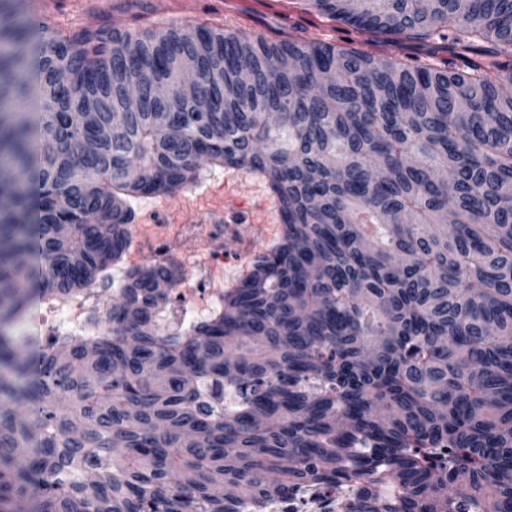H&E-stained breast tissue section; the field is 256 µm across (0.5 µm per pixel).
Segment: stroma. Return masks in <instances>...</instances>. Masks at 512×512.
Wrapping results in <instances>:
<instances>
[{"label": "stroma", "mask_w": 512, "mask_h": 512, "mask_svg": "<svg viewBox=\"0 0 512 512\" xmlns=\"http://www.w3.org/2000/svg\"><path fill=\"white\" fill-rule=\"evenodd\" d=\"M115 0H31L37 16H49L62 27L97 25L110 17L118 29L131 23L129 13L114 10ZM153 10L151 19L161 29L170 25H220L232 32L281 40L294 35L328 42L345 49L377 52L367 33L341 21L327 19L315 11L303 10L295 0H143ZM241 172L222 170L209 184L210 197L221 200L229 212L253 216L262 213L264 195L240 189Z\"/></svg>", "instance_id": "obj_1"}]
</instances>
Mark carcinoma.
<instances>
[{
    "label": "carcinoma",
    "instance_id": "obj_1",
    "mask_svg": "<svg viewBox=\"0 0 512 512\" xmlns=\"http://www.w3.org/2000/svg\"><path fill=\"white\" fill-rule=\"evenodd\" d=\"M303 2L453 59L0 0V164L33 175L0 181V512H512V0ZM204 162L284 216L223 308L171 319L156 262L19 356ZM121 0H32L31 10L37 16H49L62 27L97 25L110 15L112 26L125 29L132 24L130 13L110 10L109 6ZM95 297L83 296L65 301H43L41 321L47 323L48 330L71 331L84 327L88 308ZM12 333L20 342L32 340L34 336H40L39 342H43L44 336H41L40 308L37 302L31 303L24 317L14 323Z\"/></svg>",
    "mask_w": 512,
    "mask_h": 512
}]
</instances>
